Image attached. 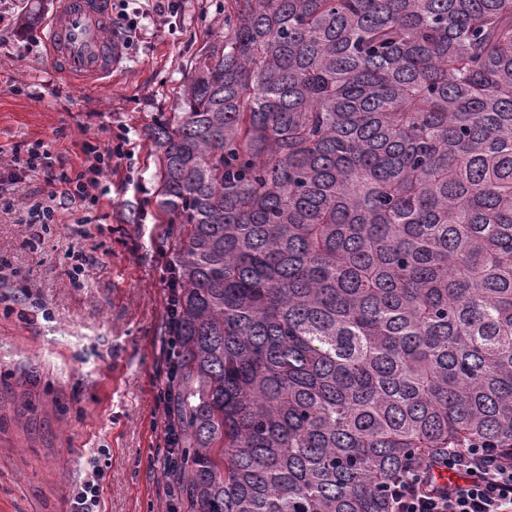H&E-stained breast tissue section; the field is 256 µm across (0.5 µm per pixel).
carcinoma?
<instances>
[{
  "label": "carcinoma",
  "instance_id": "1",
  "mask_svg": "<svg viewBox=\"0 0 512 512\" xmlns=\"http://www.w3.org/2000/svg\"><path fill=\"white\" fill-rule=\"evenodd\" d=\"M145 133L186 512H391L512 449V0H226Z\"/></svg>",
  "mask_w": 512,
  "mask_h": 512
}]
</instances>
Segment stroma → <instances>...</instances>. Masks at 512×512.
I'll use <instances>...</instances> for the list:
<instances>
[{
    "label": "stroma",
    "mask_w": 512,
    "mask_h": 512,
    "mask_svg": "<svg viewBox=\"0 0 512 512\" xmlns=\"http://www.w3.org/2000/svg\"><path fill=\"white\" fill-rule=\"evenodd\" d=\"M62 0H0V150L52 142L78 162L84 137L130 129L91 224L64 211L40 242L0 212V512H64L101 470L103 512H170L175 502L165 407L166 225L155 208L154 158L143 134L175 111L190 65L224 22V0H181L143 21L104 86L78 87L48 60L44 36ZM19 86L16 94L8 86ZM91 255L70 279L68 246Z\"/></svg>",
    "instance_id": "1"
}]
</instances>
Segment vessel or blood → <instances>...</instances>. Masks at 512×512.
I'll return each instance as SVG.
<instances>
[{"label":"vessel or blood","instance_id":"b4317fda","mask_svg":"<svg viewBox=\"0 0 512 512\" xmlns=\"http://www.w3.org/2000/svg\"><path fill=\"white\" fill-rule=\"evenodd\" d=\"M46 40L50 64L82 82L109 83L123 57L112 0H63L49 22Z\"/></svg>","mask_w":512,"mask_h":512}]
</instances>
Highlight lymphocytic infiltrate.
Returning a JSON list of instances; mask_svg holds the SVG:
<instances>
[{
    "label": "lymphocytic infiltrate",
    "instance_id": "1",
    "mask_svg": "<svg viewBox=\"0 0 512 512\" xmlns=\"http://www.w3.org/2000/svg\"><path fill=\"white\" fill-rule=\"evenodd\" d=\"M179 7V0H116L114 5L118 27L128 33L142 20L176 13ZM81 151L82 162L73 166L42 140L13 150L8 164L0 167V180L16 185L24 175L35 173L52 188L48 202L19 208L18 223L46 231L58 210L90 211L98 206L107 191L104 178L112 170L115 152L95 137L85 138ZM441 468L458 475V482H434L428 465L414 464L407 478L390 491L392 512H512V458L477 445L448 448L442 453Z\"/></svg>",
    "mask_w": 512,
    "mask_h": 512
}]
</instances>
